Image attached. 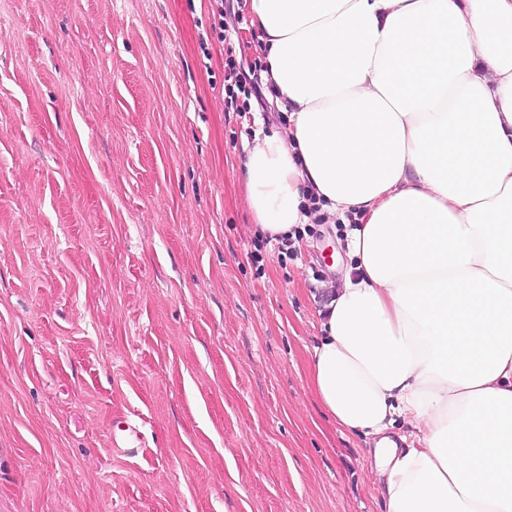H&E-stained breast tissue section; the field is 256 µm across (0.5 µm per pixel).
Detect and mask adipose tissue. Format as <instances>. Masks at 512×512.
<instances>
[{
    "label": "adipose tissue",
    "mask_w": 512,
    "mask_h": 512,
    "mask_svg": "<svg viewBox=\"0 0 512 512\" xmlns=\"http://www.w3.org/2000/svg\"><path fill=\"white\" fill-rule=\"evenodd\" d=\"M258 232L344 227L310 383L385 512H512V0H247Z\"/></svg>",
    "instance_id": "ef3b65f1"
}]
</instances>
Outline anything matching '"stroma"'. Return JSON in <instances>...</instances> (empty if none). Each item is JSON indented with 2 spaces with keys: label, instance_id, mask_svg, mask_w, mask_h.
I'll return each instance as SVG.
<instances>
[{
  "label": "stroma",
  "instance_id": "stroma-1",
  "mask_svg": "<svg viewBox=\"0 0 512 512\" xmlns=\"http://www.w3.org/2000/svg\"><path fill=\"white\" fill-rule=\"evenodd\" d=\"M211 22L0 0V512H382L309 384L341 228L257 244ZM124 424L125 428L120 429L123 432L121 441L118 443L114 438L115 442L113 444L116 448H113V450L129 456L135 452V448H140V431L130 419L125 420Z\"/></svg>",
  "mask_w": 512,
  "mask_h": 512
}]
</instances>
